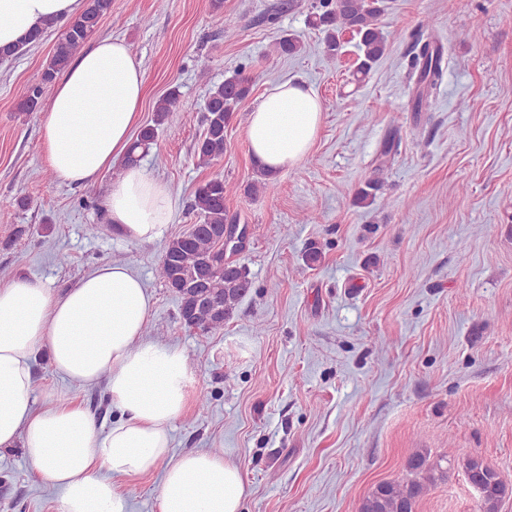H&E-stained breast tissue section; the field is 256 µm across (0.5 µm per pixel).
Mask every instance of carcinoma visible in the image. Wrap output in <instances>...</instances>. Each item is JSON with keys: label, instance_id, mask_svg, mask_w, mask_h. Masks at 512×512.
Listing matches in <instances>:
<instances>
[{"label": "carcinoma", "instance_id": "obj_1", "mask_svg": "<svg viewBox=\"0 0 512 512\" xmlns=\"http://www.w3.org/2000/svg\"><path fill=\"white\" fill-rule=\"evenodd\" d=\"M384 10L385 0H318L315 12L309 15V24L325 32V53L330 59L341 50L343 33L348 31L358 38L359 54L353 77L360 81L386 51V39L378 26ZM111 12L112 0H85L82 12L64 25L53 54L20 103L21 111L33 112L40 107L45 88L67 69L74 56L98 32L102 19ZM55 27L57 23H47L29 39L4 49L0 59L9 61L23 55ZM442 62L439 47L428 43L420 47L414 56L419 82L433 88L442 77ZM248 94L247 80L239 73L225 78L210 90L203 107L204 131L195 146L198 165L208 166L224 155L226 124ZM177 103L178 93L174 90L156 102V125L141 130L126 161H138L150 152L157 126L167 113L174 111ZM377 190L378 182H367L357 190L355 203H371ZM229 192L230 188L221 177L212 178L196 189L191 209L196 213L197 227L169 241L157 269L165 287L177 296L180 319L188 328L221 329L251 288L244 266L224 268V225L233 222L224 206ZM464 466L471 482L482 494L484 512H495L499 498L507 489L500 473L477 458L466 459ZM407 468L413 474L427 471L429 480L435 481L433 469L427 466V458L421 453L413 455ZM423 491L424 485L415 479L380 482L363 498L359 512H413Z\"/></svg>", "mask_w": 512, "mask_h": 512}]
</instances>
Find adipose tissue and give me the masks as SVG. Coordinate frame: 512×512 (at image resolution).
Segmentation results:
<instances>
[{
	"instance_id": "obj_1",
	"label": "adipose tissue",
	"mask_w": 512,
	"mask_h": 512,
	"mask_svg": "<svg viewBox=\"0 0 512 512\" xmlns=\"http://www.w3.org/2000/svg\"><path fill=\"white\" fill-rule=\"evenodd\" d=\"M84 0H0V46L51 21L77 15ZM145 71L118 38L98 39L56 86L43 125L57 178L92 183L126 156L140 121ZM323 115L303 83L272 84L247 118L256 164L278 174L311 149ZM107 218L131 243L160 240L176 202L139 164L125 165L105 200ZM152 299L125 263L86 274L63 293L29 279L0 284V449L21 447L34 472L57 493V512H129L117 477L162 471L158 512H242L239 468L217 454L171 458V425L186 410L193 374L183 350L146 340ZM47 350L71 384H105L116 419L99 432L73 401L35 406L32 364Z\"/></svg>"
}]
</instances>
